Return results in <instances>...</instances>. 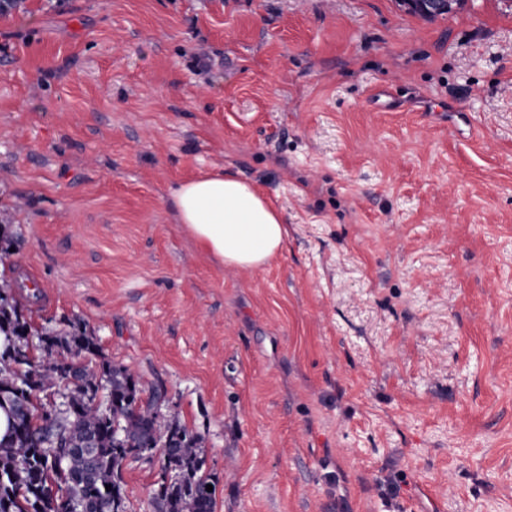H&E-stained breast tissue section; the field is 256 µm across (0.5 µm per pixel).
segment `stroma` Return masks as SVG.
Listing matches in <instances>:
<instances>
[{
  "label": "stroma",
  "mask_w": 512,
  "mask_h": 512,
  "mask_svg": "<svg viewBox=\"0 0 512 512\" xmlns=\"http://www.w3.org/2000/svg\"><path fill=\"white\" fill-rule=\"evenodd\" d=\"M223 169L288 225L262 269L177 222L172 188ZM0 214L31 326L165 389L215 512H512L507 0H25ZM157 478L125 463L128 512ZM407 10L425 19L447 14L460 7L462 0H400Z\"/></svg>",
  "instance_id": "1"
}]
</instances>
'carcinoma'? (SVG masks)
Here are the masks:
<instances>
[{
    "instance_id": "cac0c4a2",
    "label": "carcinoma",
    "mask_w": 512,
    "mask_h": 512,
    "mask_svg": "<svg viewBox=\"0 0 512 512\" xmlns=\"http://www.w3.org/2000/svg\"><path fill=\"white\" fill-rule=\"evenodd\" d=\"M12 292V283H0V409L9 417L0 438V512H40L58 462L66 464L58 491L75 512H127L123 467L147 444L159 449L163 473L154 512H215V492L206 485H216V477L205 469L201 435L174 417L161 421L164 393L113 364L86 328L45 333L35 359L7 357L29 345L32 331ZM61 390L71 414L42 417L38 395Z\"/></svg>"
}]
</instances>
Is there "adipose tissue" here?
<instances>
[{"label":"adipose tissue","instance_id":"obj_1","mask_svg":"<svg viewBox=\"0 0 512 512\" xmlns=\"http://www.w3.org/2000/svg\"><path fill=\"white\" fill-rule=\"evenodd\" d=\"M186 234L224 266L253 271L282 252L288 227L271 200L224 172L202 174L171 191Z\"/></svg>","mask_w":512,"mask_h":512}]
</instances>
